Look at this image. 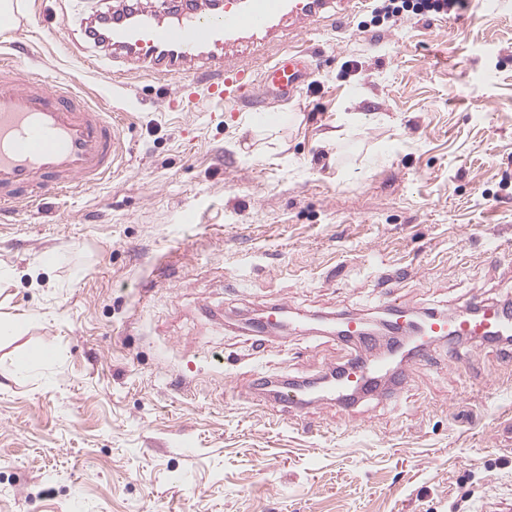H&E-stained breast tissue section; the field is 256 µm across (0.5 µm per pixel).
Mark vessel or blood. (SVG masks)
Instances as JSON below:
<instances>
[{
    "label": "vessel or blood",
    "mask_w": 512,
    "mask_h": 512,
    "mask_svg": "<svg viewBox=\"0 0 512 512\" xmlns=\"http://www.w3.org/2000/svg\"><path fill=\"white\" fill-rule=\"evenodd\" d=\"M368 0H174L162 9L143 0L111 7L105 37H85L112 62L114 80L130 72L169 81L179 99L195 100L197 78L207 81V97L224 104L249 100L259 121L272 117L268 98L300 95L311 75L309 57L284 52L258 65L266 38L283 20L312 36L329 8L344 12L366 8ZM126 153L119 123L91 103L72 81L58 82L29 70L21 59L0 64V205L22 207L72 189L89 190L117 170ZM338 338L368 343L364 319L338 316ZM512 336V310L497 304L462 306L426 314L410 349L426 358L437 342L448 339L492 341ZM388 371L385 360H363L350 354L322 389L323 397L344 409L358 399L375 396ZM306 387L283 383L275 401L292 413L307 404Z\"/></svg>",
    "instance_id": "1"
}]
</instances>
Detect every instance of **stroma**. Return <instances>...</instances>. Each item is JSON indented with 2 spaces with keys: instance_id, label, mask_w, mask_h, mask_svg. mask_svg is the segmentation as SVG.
Masks as SVG:
<instances>
[{
  "instance_id": "35a3bbf8",
  "label": "stroma",
  "mask_w": 512,
  "mask_h": 512,
  "mask_svg": "<svg viewBox=\"0 0 512 512\" xmlns=\"http://www.w3.org/2000/svg\"><path fill=\"white\" fill-rule=\"evenodd\" d=\"M101 0H26L0 55L124 113V171L0 212V512H512V358L441 342L352 411L288 419L264 377L349 348L320 316L512 302V11L330 13L275 150L241 112L85 73ZM362 116L339 148L341 113ZM281 304L313 331L252 335ZM54 356L25 374L27 351ZM457 365H449V357Z\"/></svg>"
}]
</instances>
